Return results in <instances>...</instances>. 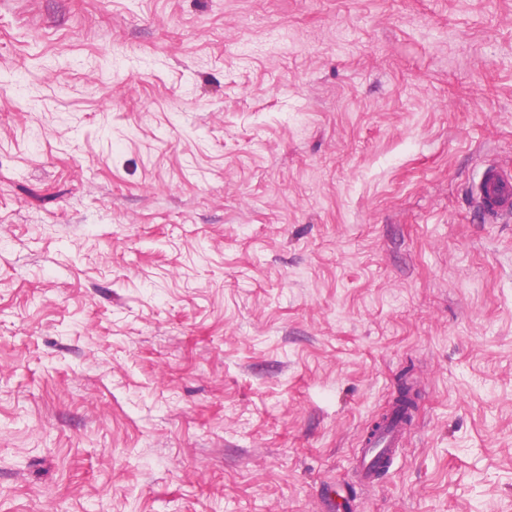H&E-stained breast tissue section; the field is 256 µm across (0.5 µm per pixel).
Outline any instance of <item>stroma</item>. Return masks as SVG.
Here are the masks:
<instances>
[{
    "mask_svg": "<svg viewBox=\"0 0 512 512\" xmlns=\"http://www.w3.org/2000/svg\"><path fill=\"white\" fill-rule=\"evenodd\" d=\"M487 160L512 0H0V512H512ZM407 426L400 419L391 416L371 439H365L357 464V476L363 486H372L383 466L391 459L395 448L402 447Z\"/></svg>",
    "mask_w": 512,
    "mask_h": 512,
    "instance_id": "stroma-1",
    "label": "stroma"
}]
</instances>
